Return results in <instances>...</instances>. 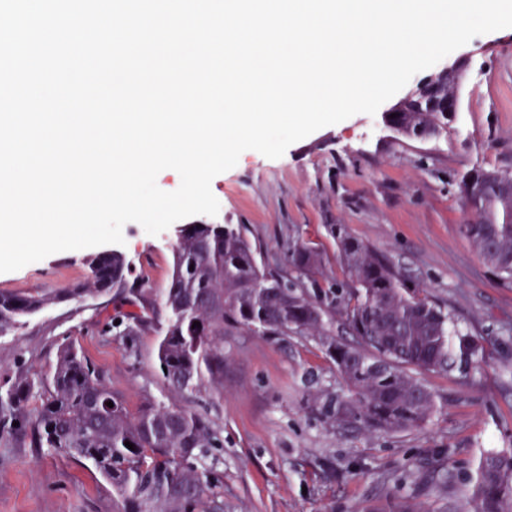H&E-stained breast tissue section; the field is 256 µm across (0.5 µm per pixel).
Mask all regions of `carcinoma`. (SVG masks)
I'll return each instance as SVG.
<instances>
[{
    "instance_id": "obj_1",
    "label": "carcinoma",
    "mask_w": 512,
    "mask_h": 512,
    "mask_svg": "<svg viewBox=\"0 0 512 512\" xmlns=\"http://www.w3.org/2000/svg\"><path fill=\"white\" fill-rule=\"evenodd\" d=\"M388 122L409 140L448 130L446 113L410 103ZM469 179L479 193L460 234L500 280L511 282L512 170L480 165L460 182ZM327 230L333 256L297 238L288 241L282 260L263 263L242 225H191L177 236L171 278L161 294L166 326L157 361L170 400L148 399L133 412L94 365L63 347L49 375L22 377L0 392V440L28 436L41 448L91 462L112 488L115 512H234L224 502L222 476L215 465L205 464L212 449L221 447L220 432L188 402L220 404L224 337L244 331L294 333L318 342L347 389L326 398L327 418L370 434L425 427L438 403L414 372L456 370L467 378L484 362L481 338L455 325L425 288L343 225L329 224ZM83 264L86 279L74 288L1 291L0 334L72 297L115 293L140 308L122 314L119 335L132 342L155 305L145 289L126 287V256L90 254ZM335 265L343 278L334 276ZM338 322L356 343L336 339ZM448 476L449 465L440 458L392 482L395 489L420 482L445 489ZM464 496V512H512V450L483 453Z\"/></svg>"
}]
</instances>
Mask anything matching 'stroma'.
I'll return each instance as SVG.
<instances>
[{"instance_id": "stroma-1", "label": "stroma", "mask_w": 512, "mask_h": 512, "mask_svg": "<svg viewBox=\"0 0 512 512\" xmlns=\"http://www.w3.org/2000/svg\"><path fill=\"white\" fill-rule=\"evenodd\" d=\"M468 62L460 110L431 141L396 136L380 115L356 114L292 144L277 159L244 151L211 190L216 216L196 224H240L265 261L282 259L299 237L333 251L326 225L342 224L407 277L427 287L461 328L482 336L485 362L468 380L428 374L439 411L423 429L391 435L353 431L326 419V397L342 381L308 336L245 332L224 339V399L208 411L223 440L217 449L224 498L238 512H458L464 478L481 452L512 448V384L499 371L512 358V284L499 280L460 235L467 215L458 200L461 174L473 166L512 169V28L474 37L446 56ZM120 250L132 288H166L174 228L148 235L124 225ZM86 268L77 251L58 252L0 273V290L26 294L72 287ZM122 300L70 299L0 335V391L19 375L49 374L64 346L83 353L130 408L167 397L156 364L157 313L127 343L111 326ZM455 475L447 491L384 486L397 470L436 457ZM0 512H113L112 490L88 461L30 442L0 443Z\"/></svg>"}]
</instances>
